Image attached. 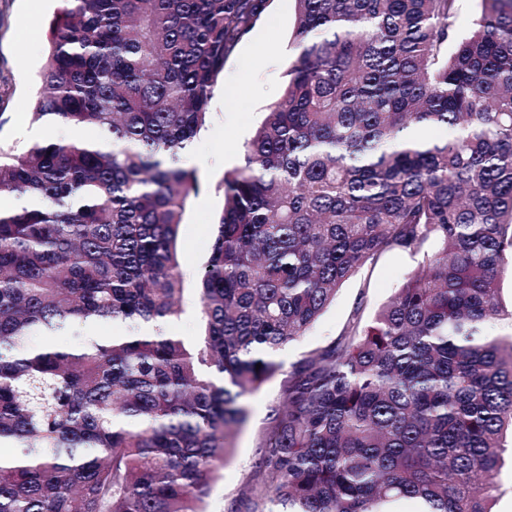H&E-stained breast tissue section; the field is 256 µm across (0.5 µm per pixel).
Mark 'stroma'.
<instances>
[{
    "mask_svg": "<svg viewBox=\"0 0 512 512\" xmlns=\"http://www.w3.org/2000/svg\"><path fill=\"white\" fill-rule=\"evenodd\" d=\"M61 7L60 0H42L39 11H30L27 0H0V146L8 148L28 140L30 132L40 138L66 137L63 127L48 126L32 119V103L45 63L44 48L34 47L33 38L47 40L48 24ZM295 0H270L261 22L236 47L226 64L225 87L229 97L214 95L210 120L200 132L193 151L202 188L188 203L179 230L178 255L183 274L182 312L169 323L168 333L196 344L201 334L197 273L207 262L216 223L224 207L220 183L225 170L241 161V148L254 134L266 112L279 98L288 60L292 54ZM419 262L403 253L384 254L376 265L366 266L344 283L306 336L280 350L277 361L290 366L311 349L336 339L348 323L356 305L372 313L387 302L408 279ZM279 395L277 381L247 399L250 418L236 438L232 459L212 482L205 499L206 512H226L229 501L245 484L267 424L269 407Z\"/></svg>",
    "mask_w": 512,
    "mask_h": 512,
    "instance_id": "stroma-1",
    "label": "stroma"
}]
</instances>
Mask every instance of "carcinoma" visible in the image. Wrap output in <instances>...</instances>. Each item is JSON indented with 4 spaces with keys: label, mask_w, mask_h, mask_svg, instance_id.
<instances>
[{
    "label": "carcinoma",
    "mask_w": 512,
    "mask_h": 512,
    "mask_svg": "<svg viewBox=\"0 0 512 512\" xmlns=\"http://www.w3.org/2000/svg\"><path fill=\"white\" fill-rule=\"evenodd\" d=\"M33 120L95 142L0 147V512H204L281 376L231 512H492L512 435V0H295L278 100L224 172L181 312L188 154L270 0H62ZM446 135L428 139L422 131ZM421 257L363 321L276 353L387 252ZM80 321L125 324L62 347ZM39 338L32 343L33 338ZM261 368H256V364Z\"/></svg>",
    "instance_id": "cac0c4a2"
}]
</instances>
